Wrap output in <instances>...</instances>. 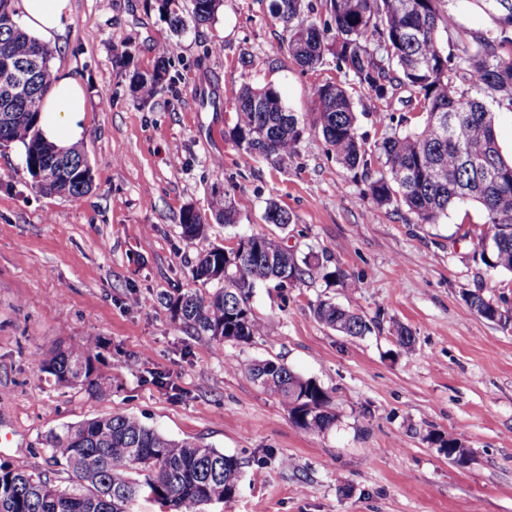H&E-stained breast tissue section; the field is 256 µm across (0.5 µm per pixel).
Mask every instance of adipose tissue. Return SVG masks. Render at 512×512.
Wrapping results in <instances>:
<instances>
[{"label": "adipose tissue", "instance_id": "ef3b65f1", "mask_svg": "<svg viewBox=\"0 0 512 512\" xmlns=\"http://www.w3.org/2000/svg\"><path fill=\"white\" fill-rule=\"evenodd\" d=\"M17 16L38 41L58 45L72 8L71 0H15ZM88 110L82 82L69 71L54 69L52 84L41 101L38 124L43 137L66 149L85 135Z\"/></svg>", "mask_w": 512, "mask_h": 512}]
</instances>
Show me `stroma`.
Instances as JSON below:
<instances>
[{
  "label": "stroma",
  "mask_w": 512,
  "mask_h": 512,
  "mask_svg": "<svg viewBox=\"0 0 512 512\" xmlns=\"http://www.w3.org/2000/svg\"><path fill=\"white\" fill-rule=\"evenodd\" d=\"M71 4L51 64L86 90L94 185L79 197L44 193L23 156L0 147V459L66 483L44 435L125 413L243 462L236 496L204 512H512V327L463 298L479 289L512 309V275L474 259L483 208L420 224L364 200L360 171L339 164L315 128L313 86L343 75L329 61L306 70L289 58L269 0H222L213 22L180 35L155 0ZM161 58L169 80L142 102L130 77ZM245 84L272 85L303 120L291 157L249 162L230 140L236 110L224 89ZM217 191L238 223L184 238V209L209 216ZM271 200L291 214L287 229L264 222ZM257 232L323 255L351 285L255 289L264 334L215 349L159 298L193 288L200 253ZM326 297L376 321L374 332L320 323L313 308ZM397 323L413 334L410 354L392 336ZM89 336L101 341L100 393L41 371L57 346ZM264 359L320 383L335 426L296 427L247 371ZM448 434L471 448L466 465L435 444Z\"/></svg>",
  "instance_id": "1"
}]
</instances>
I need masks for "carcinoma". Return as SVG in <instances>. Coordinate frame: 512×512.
Instances as JSON below:
<instances>
[{"label": "carcinoma", "mask_w": 512, "mask_h": 512, "mask_svg": "<svg viewBox=\"0 0 512 512\" xmlns=\"http://www.w3.org/2000/svg\"><path fill=\"white\" fill-rule=\"evenodd\" d=\"M174 0H156L170 28L179 34L188 24L210 23L221 0H190L188 16L171 9ZM493 17V30L461 32L463 47L447 53L439 30L451 31L447 0H323L326 19H309V0H269L270 16L282 24L288 56L313 68L331 58L336 70L386 103L402 91L425 114L413 128H396L366 147L358 133L355 102L340 84L316 85L312 98L316 123L337 159L359 169L366 182L363 197L378 205L405 206L419 224H435L448 211L469 201L486 212L485 229L475 253L487 268L512 273V160L501 154L494 109L512 112V0H475ZM26 67L29 87L6 105L0 103V145H27L25 163L31 174L48 171L47 194L78 197L93 184L84 149L60 152L38 130L40 102L51 82L52 50L30 37L14 19L12 0H0V58ZM168 70L158 64L148 73L135 72L130 89L143 101L165 85ZM484 89L491 103L467 95L463 86ZM237 120L231 130L246 159H284L293 155L305 127L271 85L233 89ZM381 169H372V162ZM210 211L224 224L237 222L227 194H214ZM263 219L281 228L292 223L287 210L267 204ZM182 235H206V224L189 208L182 213ZM195 281L214 284L165 298L173 317L194 334L220 347L226 341L247 343L259 335L250 299L256 285L274 281L286 288L305 278L320 277L348 286L339 270L330 269L318 254L298 256L265 234H251L226 249L214 245L192 268ZM479 316L508 325V312L481 290L464 294ZM325 325L348 336L371 330L360 314L323 300L315 308ZM99 342L58 348L43 362L57 383L100 391L101 376L94 351ZM251 378L287 408L292 422L307 432H324L335 424L330 397L313 379L285 365L263 360L248 368ZM439 447L459 464L471 449L456 437L437 438ZM44 450L63 465L62 486L42 473L29 472L0 460V512H133L146 496L166 512H199L201 507L232 499L239 488L238 458L196 441L176 440L129 414H111L67 423L49 430Z\"/></svg>", "instance_id": "cac0c4a2"}]
</instances>
